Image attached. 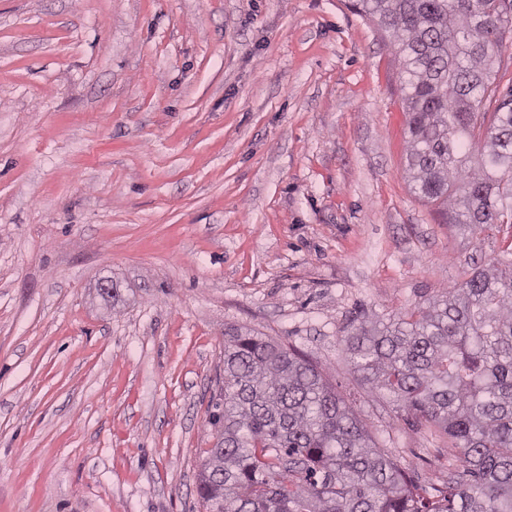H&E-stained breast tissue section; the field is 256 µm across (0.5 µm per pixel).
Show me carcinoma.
Wrapping results in <instances>:
<instances>
[{"label": "carcinoma", "instance_id": "1", "mask_svg": "<svg viewBox=\"0 0 512 512\" xmlns=\"http://www.w3.org/2000/svg\"><path fill=\"white\" fill-rule=\"evenodd\" d=\"M397 46L411 190L477 235L512 224V88L493 57L512 0H357ZM495 100L491 120L482 106ZM353 375L460 449L423 496L324 374L264 336L224 332V409L196 493L205 512H512V262L474 265L425 307L361 315Z\"/></svg>", "mask_w": 512, "mask_h": 512}]
</instances>
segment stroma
I'll return each mask as SVG.
<instances>
[{"mask_svg":"<svg viewBox=\"0 0 512 512\" xmlns=\"http://www.w3.org/2000/svg\"><path fill=\"white\" fill-rule=\"evenodd\" d=\"M349 3L0 0V512H204L233 327L309 359L421 493L456 470L345 339L512 226L411 191L398 57Z\"/></svg>","mask_w":512,"mask_h":512,"instance_id":"35a3bbf8","label":"stroma"}]
</instances>
